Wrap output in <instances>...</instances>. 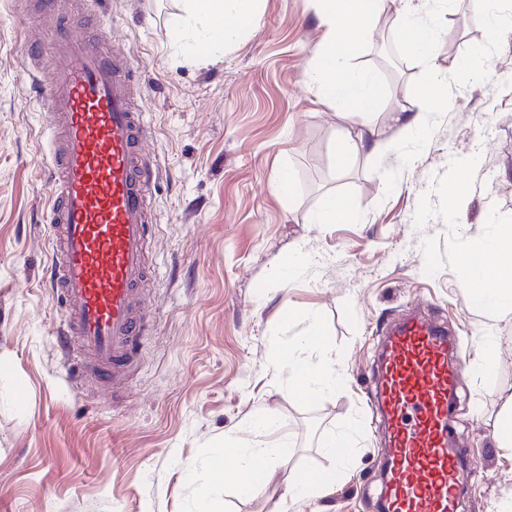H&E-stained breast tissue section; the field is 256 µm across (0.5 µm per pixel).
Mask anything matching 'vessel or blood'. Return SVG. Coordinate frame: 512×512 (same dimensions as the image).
<instances>
[{"mask_svg":"<svg viewBox=\"0 0 512 512\" xmlns=\"http://www.w3.org/2000/svg\"><path fill=\"white\" fill-rule=\"evenodd\" d=\"M35 29L22 36L20 77L48 119L54 186L48 202L46 281L63 323L64 353L78 351L74 374L102 387L128 378L149 327L148 251L159 154L146 141L142 88L122 41L85 34L86 16L60 0H32ZM442 323L409 315L383 342L376 403L388 450L385 512H457L458 472L469 449L449 425L452 392L466 368Z\"/></svg>","mask_w":512,"mask_h":512,"instance_id":"obj_1","label":"vessel or blood"}]
</instances>
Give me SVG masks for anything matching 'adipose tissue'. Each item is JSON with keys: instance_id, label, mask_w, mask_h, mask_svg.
I'll return each mask as SVG.
<instances>
[{"instance_id": "ef3b65f1", "label": "adipose tissue", "mask_w": 512, "mask_h": 512, "mask_svg": "<svg viewBox=\"0 0 512 512\" xmlns=\"http://www.w3.org/2000/svg\"><path fill=\"white\" fill-rule=\"evenodd\" d=\"M325 26L323 44L308 71V79L329 100H356L360 116L375 112V100L368 78L358 80L339 77L342 67V48L358 39L369 19L378 11L380 0H315ZM257 0H188L187 9L198 24L194 36H187L181 19H174L171 31L184 51L207 60L226 39L239 32L256 11ZM463 280H470L475 273H483L487 282L484 298L468 300L473 310L491 311L503 318H512V225H496L494 232L471 248L465 249L459 259ZM324 333L318 317H310L309 324L298 347L279 350L277 364L287 370L289 392L304 391L316 395L334 392L339 377L330 357L316 365H303L298 356L299 348L321 345ZM251 424L258 435L257 441L245 448L230 451L228 460L217 461V472L231 471L236 481H243L250 474H258L261 485H268L276 478H284L296 497L328 496L335 484L336 473H328L325 480L300 482L297 471L280 473L275 462L276 448L267 444L266 435L279 431V422L268 415H256Z\"/></svg>"}]
</instances>
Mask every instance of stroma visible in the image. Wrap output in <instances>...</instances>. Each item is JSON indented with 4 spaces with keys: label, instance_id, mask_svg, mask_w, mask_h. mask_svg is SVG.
<instances>
[{
    "label": "stroma",
    "instance_id": "obj_1",
    "mask_svg": "<svg viewBox=\"0 0 512 512\" xmlns=\"http://www.w3.org/2000/svg\"><path fill=\"white\" fill-rule=\"evenodd\" d=\"M180 0H108L89 35L119 34L149 92L141 101L161 154L153 195L151 323L128 386H79L61 360L60 309L42 284L49 253V161L18 79V44L31 28L0 0V512H195L210 489L222 512H378L386 451L375 393L380 335L407 310L441 319L466 354L451 424L475 456L464 467L463 512L512 505V457L491 445L503 393L512 392V319L471 311L458 259L497 224H512V0H420L429 36L398 31L404 0H384L343 60L342 74L371 78L378 111L352 123L306 73L324 28L313 0H259L256 21L213 59L186 58L168 34ZM394 39L396 64L378 60V34ZM396 112H420L403 129ZM351 131L378 152L336 162ZM466 164L468 199L448 210L454 163ZM288 173L291 193L278 188ZM331 195L352 219L310 223ZM306 261L282 279L288 249ZM290 321H283V313ZM318 313L340 376L322 396L286 394L273 358ZM500 340L493 365L487 337ZM281 424L282 469H332L321 450L351 437L345 474L323 499L285 483L250 496L217 478L225 437L251 443L248 420Z\"/></svg>",
    "mask_w": 512,
    "mask_h": 512
}]
</instances>
